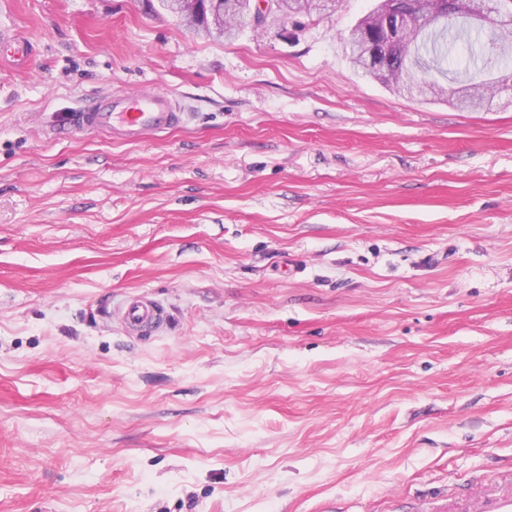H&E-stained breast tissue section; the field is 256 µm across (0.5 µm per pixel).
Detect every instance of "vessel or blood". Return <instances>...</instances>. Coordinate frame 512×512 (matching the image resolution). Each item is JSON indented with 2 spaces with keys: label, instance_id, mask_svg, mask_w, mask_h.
Instances as JSON below:
<instances>
[{
  "label": "vessel or blood",
  "instance_id": "vessel-or-blood-1",
  "mask_svg": "<svg viewBox=\"0 0 512 512\" xmlns=\"http://www.w3.org/2000/svg\"><path fill=\"white\" fill-rule=\"evenodd\" d=\"M32 54L24 37L0 31V61L21 64ZM188 114L171 91L147 95H111L89 100L79 108L56 112L49 130L54 137L68 138L83 131H100L113 138L135 141L185 123ZM121 322L133 333L155 330L167 323L164 307L145 297L125 299L116 309ZM410 512H512V466L500 471L496 481L473 477L458 484L451 495H423Z\"/></svg>",
  "mask_w": 512,
  "mask_h": 512
}]
</instances>
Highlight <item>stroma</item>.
Listing matches in <instances>:
<instances>
[{
    "mask_svg": "<svg viewBox=\"0 0 512 512\" xmlns=\"http://www.w3.org/2000/svg\"><path fill=\"white\" fill-rule=\"evenodd\" d=\"M376 0L207 38L160 0H0V512H391L512 463V87L393 93ZM169 90L189 123L56 140ZM159 301L129 332L112 306ZM32 44L17 34L0 31V61L23 64L32 55ZM188 117L180 97L171 91L111 95L89 100L77 109L53 113L49 130L63 139L83 131H100L114 139L135 141L180 126ZM126 329L132 333L155 330L167 323L164 307L157 301L145 297H129L116 309Z\"/></svg>",
    "mask_w": 512,
    "mask_h": 512,
    "instance_id": "35a3bbf8",
    "label": "stroma"
}]
</instances>
